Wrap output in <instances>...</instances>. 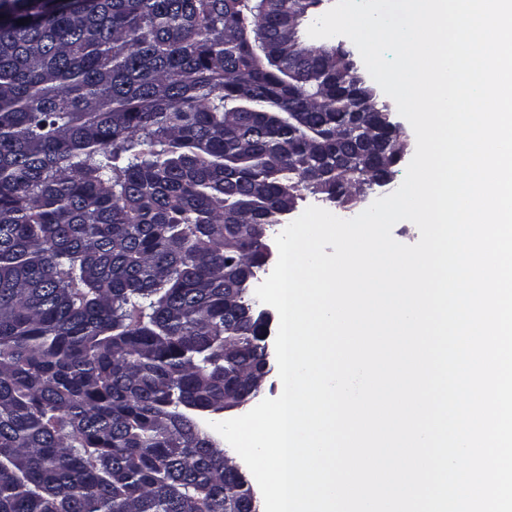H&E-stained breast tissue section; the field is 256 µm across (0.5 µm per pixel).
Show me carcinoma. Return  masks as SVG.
I'll return each instance as SVG.
<instances>
[{
	"label": "carcinoma",
	"mask_w": 512,
	"mask_h": 512,
	"mask_svg": "<svg viewBox=\"0 0 512 512\" xmlns=\"http://www.w3.org/2000/svg\"><path fill=\"white\" fill-rule=\"evenodd\" d=\"M320 2L0 0V512H251L205 427L266 364L243 259L407 146L277 51ZM362 148L365 152L371 153L375 163V169L383 170L388 165L389 144L388 140L378 134L377 130H371L363 139Z\"/></svg>",
	"instance_id": "obj_1"
}]
</instances>
